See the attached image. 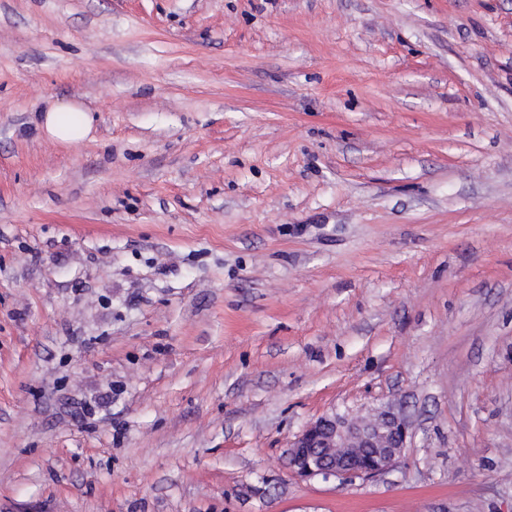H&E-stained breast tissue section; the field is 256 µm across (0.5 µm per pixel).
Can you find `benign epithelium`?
I'll return each instance as SVG.
<instances>
[{
	"mask_svg": "<svg viewBox=\"0 0 512 512\" xmlns=\"http://www.w3.org/2000/svg\"><path fill=\"white\" fill-rule=\"evenodd\" d=\"M408 437L406 416L391 406L365 416L323 415L290 442L288 470L303 480L374 478L401 463Z\"/></svg>",
	"mask_w": 512,
	"mask_h": 512,
	"instance_id": "7a95c632",
	"label": "benign epithelium"
}]
</instances>
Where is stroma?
Returning <instances> with one entry per match:
<instances>
[{
  "label": "stroma",
  "mask_w": 512,
  "mask_h": 512,
  "mask_svg": "<svg viewBox=\"0 0 512 512\" xmlns=\"http://www.w3.org/2000/svg\"><path fill=\"white\" fill-rule=\"evenodd\" d=\"M0 512H512V0H0ZM92 118L80 104L70 101L53 104L44 115V129L62 143H75L87 137ZM408 437L406 416L392 406L365 416L323 415L290 442L288 470L303 480L374 478L401 463Z\"/></svg>",
  "instance_id": "35a3bbf8"
}]
</instances>
